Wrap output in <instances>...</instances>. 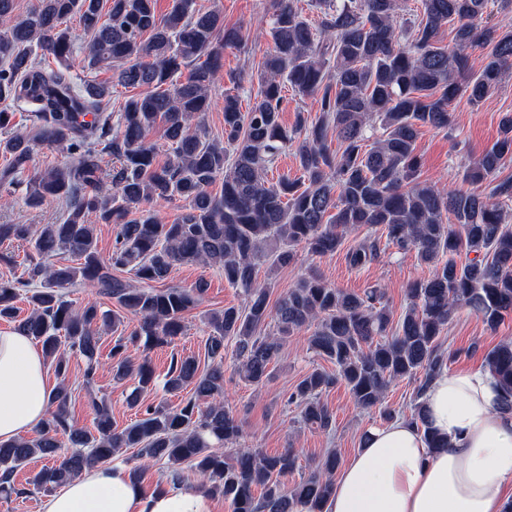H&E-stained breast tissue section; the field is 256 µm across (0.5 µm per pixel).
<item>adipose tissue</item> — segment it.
Masks as SVG:
<instances>
[{
    "mask_svg": "<svg viewBox=\"0 0 512 512\" xmlns=\"http://www.w3.org/2000/svg\"><path fill=\"white\" fill-rule=\"evenodd\" d=\"M485 369L436 377L421 402L447 439L431 447L410 420L368 428L323 512H504L512 485V413ZM51 405L43 355L30 337L0 333V442L34 431ZM41 512H213L203 490L169 483L145 493L120 466H94L49 495Z\"/></svg>",
    "mask_w": 512,
    "mask_h": 512,
    "instance_id": "ef3b65f1",
    "label": "adipose tissue"
}]
</instances>
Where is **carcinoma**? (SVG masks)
Listing matches in <instances>:
<instances>
[{"mask_svg":"<svg viewBox=\"0 0 512 512\" xmlns=\"http://www.w3.org/2000/svg\"><path fill=\"white\" fill-rule=\"evenodd\" d=\"M489 0H421L420 14L399 20L397 0H311L318 26L303 16L297 0H276L270 35L273 50L260 73L255 101L242 108L239 96L224 94V142L208 137L203 116L209 89L223 67L224 49L242 45L237 29L224 28L221 13L203 12L196 0H172L162 17L155 0H110L108 21L101 22L100 0H39L24 16L15 0H0V185L17 182L29 170L34 147H57L73 159L26 177L23 201L38 209L49 200L65 204L58 224H0V243L30 245L25 275L0 281V320L41 344L45 361L62 377L68 353L86 360V378L98 366L101 335L121 325L120 312L140 316L138 327L118 336L111 348L115 377L131 371L127 344L164 345L183 334L185 313L204 293L192 289L148 287L161 283L177 265H217L224 282L244 296L207 316V368L193 356L172 359L164 388L190 395L171 406H149L143 416L117 429L105 402H93L94 431L77 426L68 413L71 390L54 392L36 436L0 442V492L15 490L13 474L34 459L52 464L30 479L34 489L51 494L86 468L109 464L121 449L162 461L166 479L178 483L186 464L200 488L231 502L233 512H323L334 489L340 459L327 452L300 481L283 478L298 468L291 448L276 455L238 449L235 462L224 452L242 436V423L224 404V351L233 343L239 376L261 386L271 365L295 332L308 328V349L335 366L308 371L287 403L300 408L308 428L331 433L336 419L322 402L338 384L357 407L376 409L385 421L397 417L383 406L395 381H419L422 395L448 369L453 355L440 338L454 313L468 308L490 327L512 314V176H501L512 160V113L503 114L493 145L469 161L464 180L473 191L439 189L419 182L416 152L419 128L451 131V103L465 91L478 104L498 88L512 67V30L479 25ZM79 17L93 36L84 69L107 66L125 87L143 92L127 99L117 121L107 104L111 85L87 80L77 86L70 71L73 40L64 23ZM451 39L443 44V28ZM483 50L481 60L471 50ZM58 63L46 68L38 54ZM194 69L183 81L182 69ZM319 99L312 123L300 116L294 128L281 120L283 89ZM28 107L32 125L13 124L14 107ZM164 125L172 155L157 160L150 132ZM379 126L382 136L369 143ZM339 147L331 149L328 135ZM294 148L301 176L275 184L265 171ZM115 160L105 180L103 155ZM223 177L221 192L209 187ZM180 200L185 212L172 224L145 205ZM117 228L112 253L103 259L95 225ZM367 236L348 248L349 266L360 270L380 257L386 244L415 251L434 266L426 278L406 289L405 312L392 321L383 289L361 294L329 285L315 271L299 279L276 303L270 283L258 280L259 267L287 266L293 247L315 257L342 249L348 233ZM473 255L458 265L461 253ZM127 272L121 279L113 271ZM38 288H33V285ZM82 284L112 298L116 308L76 309L62 290ZM27 299L28 315L16 303ZM485 367L498 379L502 409L512 412V342L484 355ZM141 394L153 390L149 363L137 368ZM410 421L433 448L448 443L431 430L422 404L414 401ZM68 437L72 451L61 448ZM262 494L254 495L255 488Z\"/></svg>","mask_w":512,"mask_h":512,"instance_id":"obj_1","label":"carcinoma"}]
</instances>
